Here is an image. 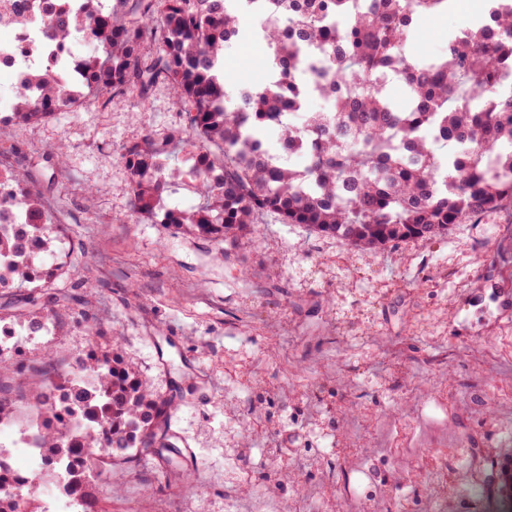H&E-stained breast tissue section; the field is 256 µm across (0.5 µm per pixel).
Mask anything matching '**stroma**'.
<instances>
[{
	"mask_svg": "<svg viewBox=\"0 0 512 512\" xmlns=\"http://www.w3.org/2000/svg\"><path fill=\"white\" fill-rule=\"evenodd\" d=\"M474 12L425 19L416 47L442 54ZM183 123L160 84L145 104L0 129V163L45 177L43 154L65 145L52 203L85 250L76 303L24 355L113 344L157 391H183L172 426L197 454L193 482L147 462L112 512H253L260 492L267 512H481L453 439L512 459V208L375 253L266 216L217 262L213 242L116 221L131 209L126 144Z\"/></svg>",
	"mask_w": 512,
	"mask_h": 512,
	"instance_id": "obj_1",
	"label": "stroma"
}]
</instances>
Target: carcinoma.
Returning a JSON list of instances; mask_svg holds the SVG:
<instances>
[{
    "label": "carcinoma",
    "instance_id": "obj_1",
    "mask_svg": "<svg viewBox=\"0 0 512 512\" xmlns=\"http://www.w3.org/2000/svg\"><path fill=\"white\" fill-rule=\"evenodd\" d=\"M52 0L47 41L70 47L80 32L93 50L71 85L58 83L55 61L27 64L12 91V119L39 123L63 109L103 108L134 95L148 97L167 82L181 104L184 126L129 142L122 159L129 177L131 214L141 224H163L220 246L255 232L274 215L310 233L334 236L353 248L379 251L408 240H429L450 227L512 205V0H486L480 26L448 36L439 57L412 51L425 17L452 0H247L258 18L265 65L224 90V50L244 38L241 14L228 0ZM153 51L142 59L145 41ZM398 81L397 100L386 91ZM324 112H305L309 96ZM275 127L274 143L259 130ZM305 164L295 167L291 156ZM194 178L200 203L169 206L170 180ZM20 200L31 233L51 262L27 256L0 234V255L17 256L10 280H0V329L28 336L54 330L72 296L66 263L55 258L57 224L38 176L0 163V187ZM24 290L15 291L13 287ZM20 341H0V424L24 408L38 413L44 470L10 482L0 463V512H40L30 489L51 482L50 465L70 458L65 491L88 512H112L102 498L112 473L135 472L158 455L165 479H181L174 460L171 416L179 403L156 392L116 348H89L81 359L95 375V400L79 379L47 356L24 357ZM72 394L61 403L57 392ZM96 426L67 436L74 410Z\"/></svg>",
    "mask_w": 512,
    "mask_h": 512
}]
</instances>
